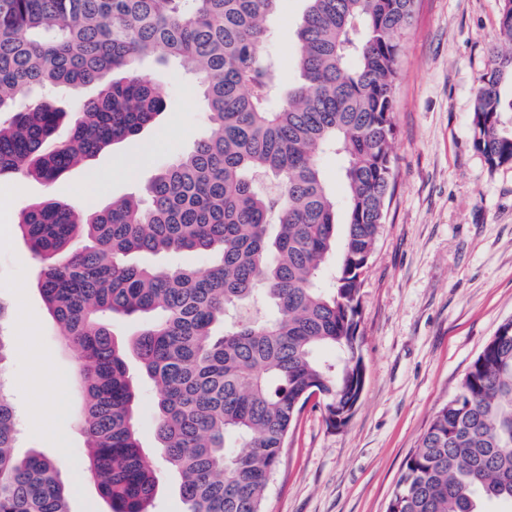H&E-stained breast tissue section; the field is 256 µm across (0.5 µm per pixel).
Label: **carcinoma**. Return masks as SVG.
<instances>
[{
  "label": "carcinoma",
  "instance_id": "cac0c4a2",
  "mask_svg": "<svg viewBox=\"0 0 512 512\" xmlns=\"http://www.w3.org/2000/svg\"><path fill=\"white\" fill-rule=\"evenodd\" d=\"M280 0H0V176L46 185L153 124L164 103L140 62L174 59L201 84L208 132L145 187L83 212L48 199L18 224L37 287L75 352L86 466L110 512H152L158 479L136 424L141 375L158 387V451L185 512H264L307 405L332 429L364 384L361 288L395 184L400 39L417 0H306L298 81L260 53ZM473 104V144L512 164V0ZM114 74L112 82L104 79ZM100 84L62 112L36 88ZM67 136H57L63 123ZM340 162L345 195L324 177ZM209 258L203 271L131 261ZM116 318L142 319L115 337ZM0 382V512H71L58 462L13 453ZM512 503V319L407 457L386 512Z\"/></svg>",
  "mask_w": 512,
  "mask_h": 512
}]
</instances>
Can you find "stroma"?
<instances>
[{
  "instance_id": "obj_1",
  "label": "stroma",
  "mask_w": 512,
  "mask_h": 512,
  "mask_svg": "<svg viewBox=\"0 0 512 512\" xmlns=\"http://www.w3.org/2000/svg\"><path fill=\"white\" fill-rule=\"evenodd\" d=\"M305 0H282L267 17L262 51L296 82L295 31ZM502 0H419L402 39L397 103L396 187L362 288L360 340L365 381L342 429L320 410L300 415L283 450L266 512H385L406 457L433 414L458 391L472 361L512 318V165L490 168L473 145L472 108L499 38ZM163 99L158 123L110 146L55 183L0 178L19 190L0 204V381L15 410V453L48 456L64 482H79L72 512H108L84 462L81 395L70 380L75 355L58 334L37 288L39 264L17 228L29 205L46 199L94 210L138 197L159 167L207 132V102L174 61H143ZM106 180L90 182L89 170ZM39 363L54 412L35 416L21 384ZM137 427L158 475L154 512H185L178 478L156 449V390L139 381Z\"/></svg>"
}]
</instances>
